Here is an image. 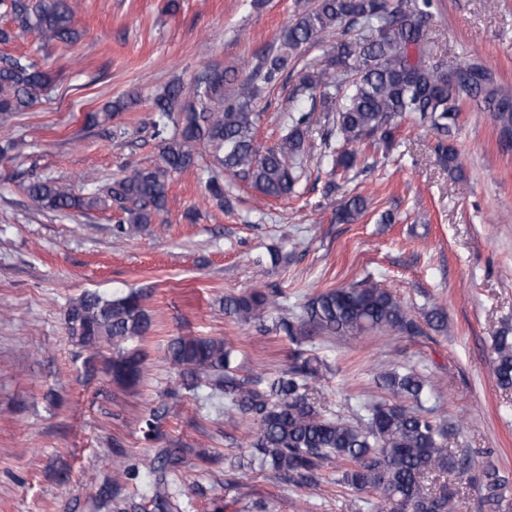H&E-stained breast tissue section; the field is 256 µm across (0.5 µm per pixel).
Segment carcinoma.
Segmentation results:
<instances>
[{"label": "carcinoma", "instance_id": "1", "mask_svg": "<svg viewBox=\"0 0 512 512\" xmlns=\"http://www.w3.org/2000/svg\"><path fill=\"white\" fill-rule=\"evenodd\" d=\"M431 0H316L299 14L238 85L224 95L235 80L218 65L202 66L190 82H173L150 103L151 138L157 141L158 162L116 179L97 183L84 177L90 189L76 192L72 185L51 178H33L27 192L38 207L87 213L116 210L112 233L130 236L149 224L163 223L167 191L174 174L198 167L200 150L218 156L222 174L206 179L209 197L222 207L230 200L224 176L230 175L266 197L286 199L294 192L298 172L305 166L321 168L326 157L350 170L356 165L353 146L366 141L390 146L404 115L435 134L439 160L454 167L457 151L448 139L465 102L485 106L500 139L512 141V99L499 93L494 77L484 66L465 63L448 67L430 61L427 23ZM0 13L11 25L0 28V43L7 44L35 31L46 45L76 43L81 33L71 0H0ZM339 36H333L335 30ZM319 47L329 64L304 76L293 96L309 101L307 108H292L283 116L286 134L261 153L254 143L260 113L256 99L263 86L288 79L292 60L311 47ZM50 77L31 57H0V127L10 125L45 95ZM139 103L133 95L120 98L102 113L87 115L95 125L116 118ZM334 113L333 123L320 136V149L310 145L311 115ZM364 210L360 196L351 197L335 215L349 223ZM277 292L253 291L224 297V313L241 324L268 330L269 308ZM148 295L131 292L107 298L83 292L69 300L65 324L70 339L93 362L113 349L107 372L123 388L141 381L144 354L139 347L152 331ZM275 330L300 346L311 333L357 336L370 330L422 334L420 324L393 293L367 279L357 285L326 289L306 304L303 318H286ZM493 374L504 390L512 388V336L494 337ZM168 362L182 374L180 390L209 391L224 398L225 409L250 420L254 430L247 447L255 449L258 468L271 469L298 487L319 485L325 469L336 465L337 482L361 493L398 498L409 512H454L453 493L431 490L427 482L434 472H454L468 461L465 448H448V426L423 406L433 384L413 370H391L380 375L381 387L390 399L368 406L367 414L353 422L342 414H326L309 392V380L319 375L322 361L297 349L288 369L266 380L243 377L235 366L234 351L218 336H179L167 345ZM166 408L145 412L140 431L149 441L158 439ZM184 449L163 448L161 465H149L154 482L135 496L140 512H172L174 504L165 492L167 475L178 471ZM140 470L120 466L96 492L100 507L112 508V492L136 484ZM481 508L501 512L506 480L486 469L479 480Z\"/></svg>", "mask_w": 512, "mask_h": 512}]
</instances>
